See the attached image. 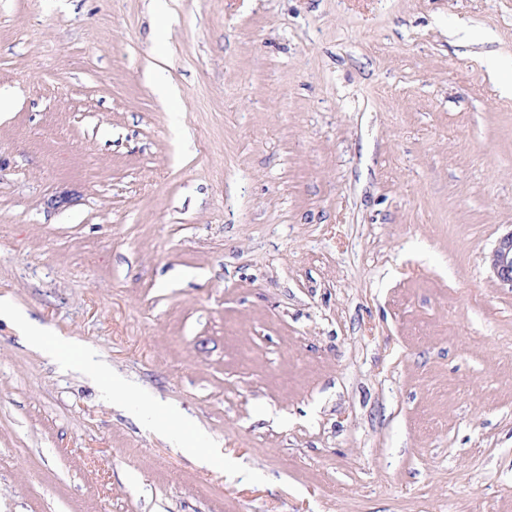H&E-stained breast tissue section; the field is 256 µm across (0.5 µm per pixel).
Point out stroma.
I'll list each match as a JSON object with an SVG mask.
<instances>
[{"mask_svg":"<svg viewBox=\"0 0 512 512\" xmlns=\"http://www.w3.org/2000/svg\"><path fill=\"white\" fill-rule=\"evenodd\" d=\"M168 2L0 0V512H512V0ZM488 264L500 285L512 288V231L497 240L488 256ZM2 314L5 317L13 319L24 336H26L35 347L41 346L44 338L48 336L46 329L31 323L27 317L23 318L18 316L10 304L0 300V315ZM78 364L86 371L98 375L102 381L112 388V391L124 392V384L122 380L114 375H111L99 362L93 359L90 355L80 354ZM181 447L185 448V450L196 456L204 465L211 467L215 465H223L224 466V454H221L219 450H203L201 444L192 436H186L182 443Z\"/></svg>","mask_w":512,"mask_h":512,"instance_id":"stroma-1","label":"stroma"}]
</instances>
